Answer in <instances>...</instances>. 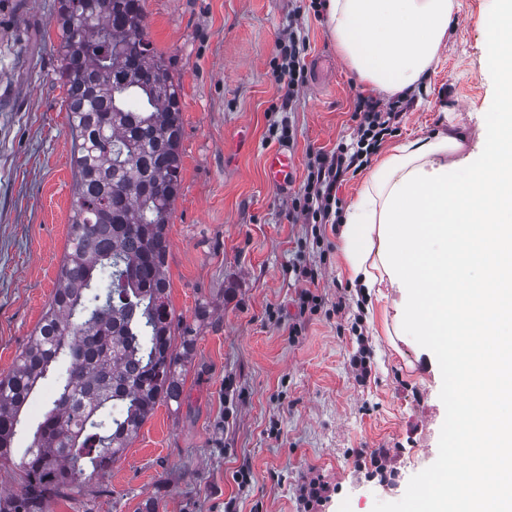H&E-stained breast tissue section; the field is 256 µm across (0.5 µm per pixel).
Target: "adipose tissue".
Wrapping results in <instances>:
<instances>
[{
  "label": "adipose tissue",
  "mask_w": 512,
  "mask_h": 512,
  "mask_svg": "<svg viewBox=\"0 0 512 512\" xmlns=\"http://www.w3.org/2000/svg\"><path fill=\"white\" fill-rule=\"evenodd\" d=\"M454 0H327L344 60L373 90H416L440 61ZM484 72L497 103L483 140L460 133L393 147L339 220L351 281L403 294L396 335L416 328L443 362L458 465L421 491L415 512H512V0H491Z\"/></svg>",
  "instance_id": "obj_1"
}]
</instances>
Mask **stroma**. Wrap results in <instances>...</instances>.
Wrapping results in <instances>:
<instances>
[{"instance_id":"stroma-1","label":"stroma","mask_w":512,"mask_h":512,"mask_svg":"<svg viewBox=\"0 0 512 512\" xmlns=\"http://www.w3.org/2000/svg\"><path fill=\"white\" fill-rule=\"evenodd\" d=\"M309 0H143L148 39L170 58L181 88V189L169 226V303L195 329L180 406L157 405L105 479L83 483L49 512H304L301 484L322 476L318 512H412L415 495L447 462L448 404L441 364L408 332L392 335L394 288L363 292L330 226L289 220L308 152L350 141L357 96L387 104L338 52ZM488 0H455L441 60L414 92L380 152L439 130L449 117L473 147L496 79L480 68ZM308 41L307 82L295 109L272 111L281 91L271 61L289 20ZM55 0H0V377L12 369L55 291L66 250L73 163L66 91L57 79ZM288 120L292 180L266 174L279 149L269 126ZM313 265L320 312L297 337L288 323L302 288L292 266ZM342 314H332L337 300ZM365 348L371 372L350 360ZM44 384L24 408L23 455L50 407ZM360 448L390 451L387 470ZM248 469L250 484L236 475Z\"/></svg>"}]
</instances>
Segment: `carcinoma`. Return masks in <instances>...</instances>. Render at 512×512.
Instances as JSON below:
<instances>
[{"instance_id":"cac0c4a2","label":"carcinoma","mask_w":512,"mask_h":512,"mask_svg":"<svg viewBox=\"0 0 512 512\" xmlns=\"http://www.w3.org/2000/svg\"><path fill=\"white\" fill-rule=\"evenodd\" d=\"M58 80L74 165L69 246L49 308L0 379V512H47L105 476L160 403L180 404L196 337L175 334L168 228L181 188V90L142 0H57ZM180 344H175V338ZM60 366L51 408L14 461L20 413Z\"/></svg>"}]
</instances>
